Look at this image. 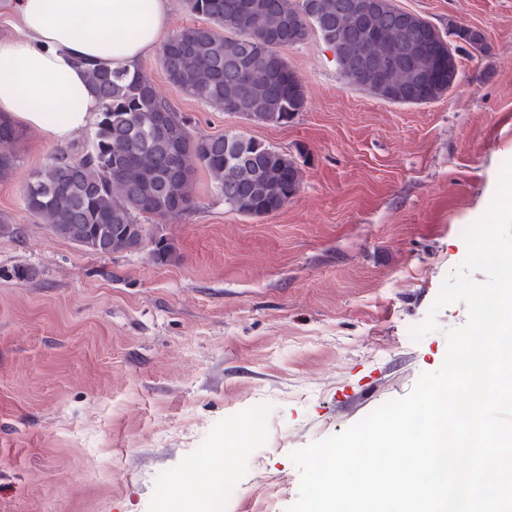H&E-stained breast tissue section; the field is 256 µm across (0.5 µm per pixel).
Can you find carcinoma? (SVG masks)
I'll list each match as a JSON object with an SVG mask.
<instances>
[{
	"label": "carcinoma",
	"mask_w": 512,
	"mask_h": 512,
	"mask_svg": "<svg viewBox=\"0 0 512 512\" xmlns=\"http://www.w3.org/2000/svg\"><path fill=\"white\" fill-rule=\"evenodd\" d=\"M353 0H186L204 23L170 36L161 66L185 95L244 119L285 125L302 111L305 92L279 48L316 33L339 47L361 41L346 33ZM382 27L401 24L400 13L376 0ZM472 50L488 45L477 32L413 30L400 39L416 60L401 80L368 77V58L354 48L338 62L341 74L375 97L399 104L432 101L448 83L454 38ZM87 80L100 104L84 154L59 149L23 187L28 211L55 236L92 253L135 251L147 237L141 218L166 220L195 206L193 185L204 171L224 204L244 216H262L285 206L298 190L299 171L288 155L241 132L192 137L186 121L163 100L143 69L91 67ZM22 137L0 116V176L16 166Z\"/></svg>",
	"instance_id": "cac0c4a2"
}]
</instances>
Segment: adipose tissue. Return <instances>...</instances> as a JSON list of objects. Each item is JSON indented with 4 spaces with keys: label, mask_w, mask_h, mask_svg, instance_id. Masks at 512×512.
<instances>
[{
    "label": "adipose tissue",
    "mask_w": 512,
    "mask_h": 512,
    "mask_svg": "<svg viewBox=\"0 0 512 512\" xmlns=\"http://www.w3.org/2000/svg\"><path fill=\"white\" fill-rule=\"evenodd\" d=\"M170 0H0V115L63 142L93 126L88 65L139 66L164 40Z\"/></svg>",
    "instance_id": "obj_1"
}]
</instances>
